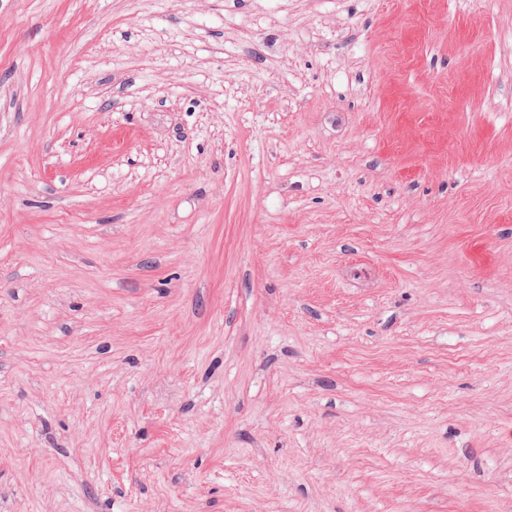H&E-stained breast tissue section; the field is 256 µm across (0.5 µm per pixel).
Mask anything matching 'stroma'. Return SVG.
I'll use <instances>...</instances> for the list:
<instances>
[{
	"mask_svg": "<svg viewBox=\"0 0 512 512\" xmlns=\"http://www.w3.org/2000/svg\"><path fill=\"white\" fill-rule=\"evenodd\" d=\"M0 512H512V0H0Z\"/></svg>",
	"mask_w": 512,
	"mask_h": 512,
	"instance_id": "35a3bbf8",
	"label": "stroma"
}]
</instances>
